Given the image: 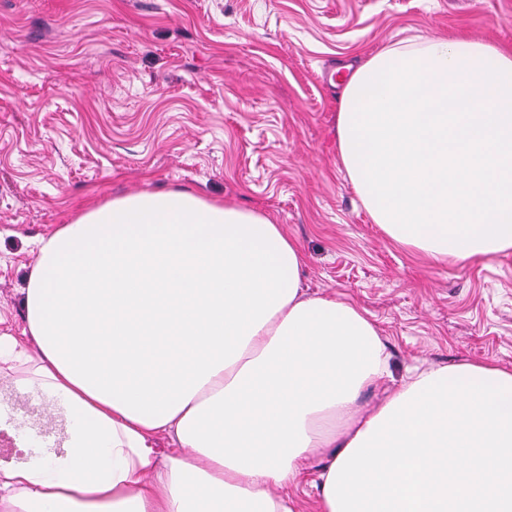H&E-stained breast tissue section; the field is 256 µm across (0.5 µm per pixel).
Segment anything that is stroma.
<instances>
[{"label": "stroma", "instance_id": "35a3bbf8", "mask_svg": "<svg viewBox=\"0 0 512 512\" xmlns=\"http://www.w3.org/2000/svg\"><path fill=\"white\" fill-rule=\"evenodd\" d=\"M512 48V0H0V311L24 321L30 238L143 191L269 215L303 288L367 311L393 379L512 369V250L437 262L394 244L337 152L349 66L407 39Z\"/></svg>", "mask_w": 512, "mask_h": 512}]
</instances>
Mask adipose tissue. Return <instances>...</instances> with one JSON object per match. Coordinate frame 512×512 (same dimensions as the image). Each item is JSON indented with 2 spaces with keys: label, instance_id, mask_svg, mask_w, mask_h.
Returning a JSON list of instances; mask_svg holds the SVG:
<instances>
[{
  "label": "adipose tissue",
  "instance_id": "adipose-tissue-1",
  "mask_svg": "<svg viewBox=\"0 0 512 512\" xmlns=\"http://www.w3.org/2000/svg\"><path fill=\"white\" fill-rule=\"evenodd\" d=\"M336 135L394 243L512 249V49L392 44L349 76ZM30 246L25 326L0 333V512H301L312 458L315 512H512V370L412 366L391 387L366 311L308 294L266 214L141 192Z\"/></svg>",
  "mask_w": 512,
  "mask_h": 512
}]
</instances>
